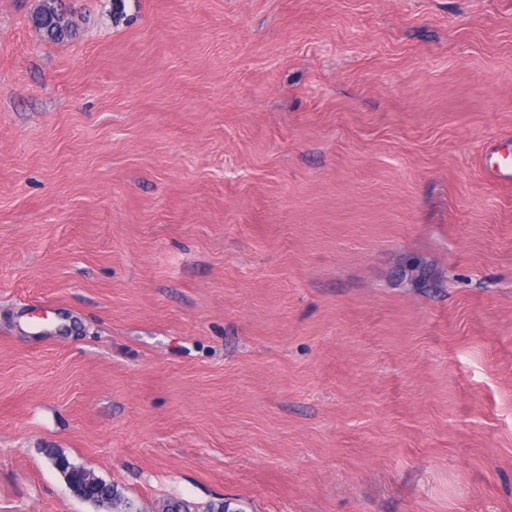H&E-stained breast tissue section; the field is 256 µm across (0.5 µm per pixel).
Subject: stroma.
Instances as JSON below:
<instances>
[{"mask_svg": "<svg viewBox=\"0 0 512 512\" xmlns=\"http://www.w3.org/2000/svg\"><path fill=\"white\" fill-rule=\"evenodd\" d=\"M0 0V512H512V0ZM31 21L33 26L50 42H64L73 35V21L66 16L59 0H41ZM100 488L92 487L88 489L87 501L92 503L97 509L104 512H110V509L115 508L121 510L125 507H134L142 510L138 507L136 502L126 495L123 491L118 488L117 485L112 483H103Z\"/></svg>", "mask_w": 512, "mask_h": 512, "instance_id": "1", "label": "stroma"}]
</instances>
